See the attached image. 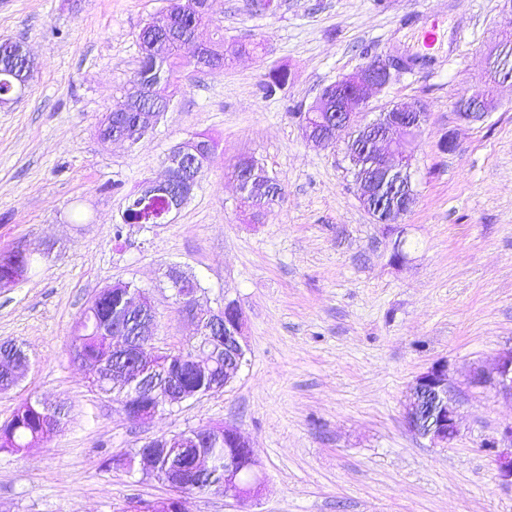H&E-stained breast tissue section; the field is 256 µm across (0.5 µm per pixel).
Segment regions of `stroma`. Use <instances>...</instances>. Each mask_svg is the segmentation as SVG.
<instances>
[{"label": "stroma", "instance_id": "1", "mask_svg": "<svg viewBox=\"0 0 512 512\" xmlns=\"http://www.w3.org/2000/svg\"><path fill=\"white\" fill-rule=\"evenodd\" d=\"M167 5L0 0V40L23 41L34 65L23 98L0 108V252L38 253L27 279L0 289V341L21 342L30 358L0 393V423L29 400L69 407L47 441L0 451V512H121L171 496L104 459L214 425L250 442L262 491L245 501L190 493L187 512H512L490 447L512 426V398L470 383L512 346V81L482 121L453 108L483 82L512 0H278L271 14L212 0L200 39L219 29L225 49L252 51L228 69L180 70L169 111L139 144L103 141L98 127L139 66L141 30ZM404 52L431 62L400 73L364 119L393 102L423 105L418 199L399 223L379 224L360 201L347 135L312 147L297 113L368 58ZM275 70L288 83L264 97ZM198 133L217 150L174 222L123 225L127 195ZM243 155L283 187L257 219L228 173ZM171 266L198 281L202 309L237 302L246 362L223 391L141 422L90 386L71 341L89 301L129 281L154 302L157 346H190L165 284ZM436 363L461 417L446 448L404 419L411 385Z\"/></svg>", "mask_w": 512, "mask_h": 512}]
</instances>
